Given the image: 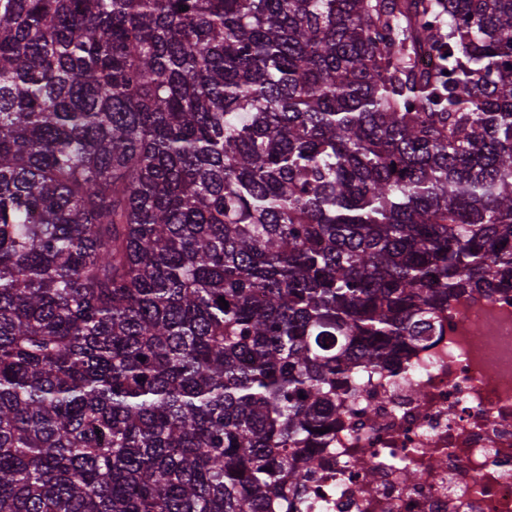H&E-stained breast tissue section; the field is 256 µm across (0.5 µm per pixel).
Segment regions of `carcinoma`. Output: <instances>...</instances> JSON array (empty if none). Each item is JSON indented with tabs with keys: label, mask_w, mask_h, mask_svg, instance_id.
Returning a JSON list of instances; mask_svg holds the SVG:
<instances>
[{
	"label": "carcinoma",
	"mask_w": 512,
	"mask_h": 512,
	"mask_svg": "<svg viewBox=\"0 0 512 512\" xmlns=\"http://www.w3.org/2000/svg\"><path fill=\"white\" fill-rule=\"evenodd\" d=\"M509 289L512 0H0V512H293Z\"/></svg>",
	"instance_id": "1"
}]
</instances>
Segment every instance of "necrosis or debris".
<instances>
[{"mask_svg":"<svg viewBox=\"0 0 512 512\" xmlns=\"http://www.w3.org/2000/svg\"><path fill=\"white\" fill-rule=\"evenodd\" d=\"M442 322L346 397L297 512H512V293L449 302Z\"/></svg>","mask_w":512,"mask_h":512,"instance_id":"1","label":"necrosis or debris"}]
</instances>
